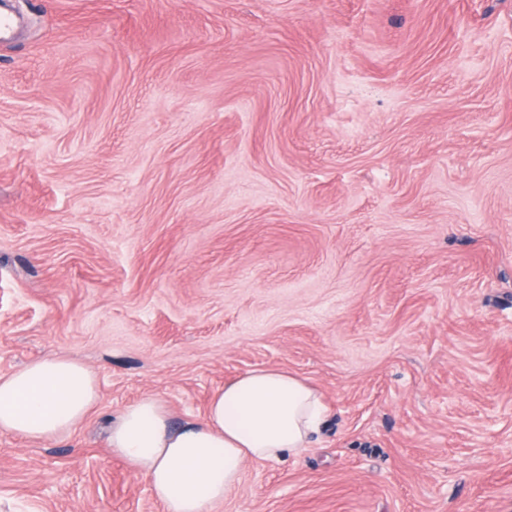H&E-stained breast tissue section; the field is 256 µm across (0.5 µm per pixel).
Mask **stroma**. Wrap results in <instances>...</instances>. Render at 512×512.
<instances>
[{
    "label": "stroma",
    "mask_w": 512,
    "mask_h": 512,
    "mask_svg": "<svg viewBox=\"0 0 512 512\" xmlns=\"http://www.w3.org/2000/svg\"><path fill=\"white\" fill-rule=\"evenodd\" d=\"M0 375L96 408L0 432V512H163L108 446L260 368L300 454L213 512H512V0H8ZM97 400V376L82 362L36 360L0 376V432L49 440L80 423Z\"/></svg>",
    "instance_id": "stroma-1"
}]
</instances>
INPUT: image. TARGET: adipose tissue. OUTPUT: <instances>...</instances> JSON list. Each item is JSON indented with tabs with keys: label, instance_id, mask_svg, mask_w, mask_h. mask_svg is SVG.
<instances>
[{
	"label": "adipose tissue",
	"instance_id": "1",
	"mask_svg": "<svg viewBox=\"0 0 512 512\" xmlns=\"http://www.w3.org/2000/svg\"><path fill=\"white\" fill-rule=\"evenodd\" d=\"M97 400V376L82 362L36 360L0 376V432L49 440L80 423ZM324 414L321 395L305 381L261 368L226 382L202 420L179 427L157 398L126 405L112 422L109 445L148 480L165 512H213L247 461L299 453Z\"/></svg>",
	"mask_w": 512,
	"mask_h": 512
}]
</instances>
